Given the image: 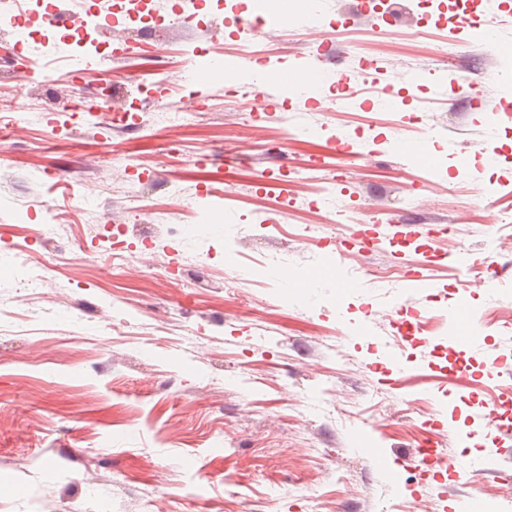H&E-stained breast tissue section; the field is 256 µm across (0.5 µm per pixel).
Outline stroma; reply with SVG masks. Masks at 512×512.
I'll use <instances>...</instances> for the list:
<instances>
[{
    "instance_id": "obj_1",
    "label": "stroma",
    "mask_w": 512,
    "mask_h": 512,
    "mask_svg": "<svg viewBox=\"0 0 512 512\" xmlns=\"http://www.w3.org/2000/svg\"><path fill=\"white\" fill-rule=\"evenodd\" d=\"M197 2L151 0L172 14L171 30L112 31L135 57L99 64L92 79L60 51L23 86L0 70V115L20 119L16 129L0 124V512H139L144 495L155 512H462L512 476V436L483 443L475 413L512 378V322H488L478 343L459 348L447 325L406 341L388 318L460 301L486 318L512 302V253L495 241L512 223L489 225L512 214V57L474 37L439 60L448 34L440 0L425 13L415 0H386L350 28L338 21L352 17L354 0H321L328 51L300 50L302 32L284 31L272 65L320 58L360 87L362 109L274 98L259 118L234 112L223 81L184 80L202 23L237 0ZM374 25L387 32L378 45ZM373 49L378 86L418 74L400 96L424 124L402 134L428 137L436 167L393 155L397 116L356 70V51ZM158 61L173 77L158 96L196 100L189 123L168 125L146 107L114 132L61 112L78 97L126 110ZM444 68L471 77L473 93L439 88ZM490 104L501 107L493 120ZM490 128L496 159L461 167L458 154L476 152ZM333 139L352 155L330 152ZM276 142L281 152L270 153ZM130 174L146 184L134 203L143 213L127 226V257L116 259L100 253L107 230L97 216L124 219ZM467 174L487 193L474 195ZM330 177L350 210H385L380 247L342 254L351 225L325 224L313 205ZM176 187L195 195L194 210ZM411 190L420 196L413 214L404 210ZM52 204L65 230L45 241L35 228ZM457 211L459 235L434 240L431 230ZM165 215L189 225L181 242L165 237ZM8 243L41 263L33 283L20 284ZM328 248L339 270L361 265L367 276L341 297L330 274L307 296L284 298L288 280L316 273ZM427 259L429 290L380 277ZM475 262L490 267L478 287L467 282ZM122 311L129 325L114 326ZM491 352L501 360L493 377L484 370ZM426 438L468 466L469 483L401 465ZM382 456L398 463L399 485L386 482Z\"/></svg>"
}]
</instances>
